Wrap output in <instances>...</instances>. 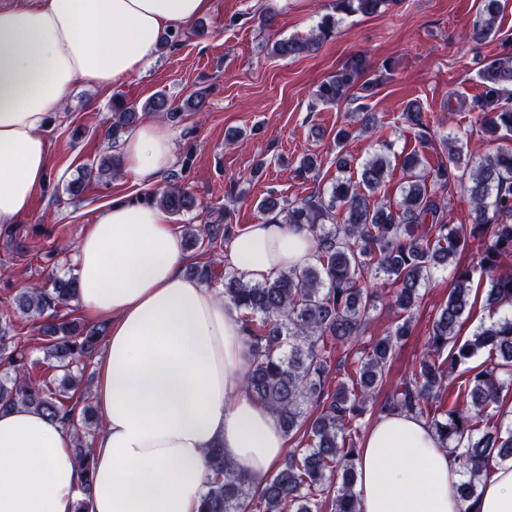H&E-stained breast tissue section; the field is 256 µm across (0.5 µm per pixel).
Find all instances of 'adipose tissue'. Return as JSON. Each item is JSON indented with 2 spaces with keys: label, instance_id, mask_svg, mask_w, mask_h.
<instances>
[{
  "label": "adipose tissue",
  "instance_id": "adipose-tissue-1",
  "mask_svg": "<svg viewBox=\"0 0 512 512\" xmlns=\"http://www.w3.org/2000/svg\"><path fill=\"white\" fill-rule=\"evenodd\" d=\"M210 0H29L0 8V223L24 215L49 171L44 135L76 87L108 88L144 70L165 31L192 25ZM123 172L150 185L174 162L172 136L144 121L121 146ZM307 231L245 227L229 268L245 283L310 262ZM180 232L163 208L127 198L98 206L73 254L75 305L108 324L96 356L92 478L75 462L72 429L33 409L0 410V512H199L205 456L259 482L288 439L244 389L252 358L240 313L186 273ZM360 512H512V460L463 498L450 449L414 414H380L359 450Z\"/></svg>",
  "mask_w": 512,
  "mask_h": 512
}]
</instances>
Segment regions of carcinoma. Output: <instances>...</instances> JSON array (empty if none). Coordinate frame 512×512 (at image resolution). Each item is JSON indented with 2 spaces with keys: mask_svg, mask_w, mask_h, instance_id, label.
<instances>
[{
  "mask_svg": "<svg viewBox=\"0 0 512 512\" xmlns=\"http://www.w3.org/2000/svg\"><path fill=\"white\" fill-rule=\"evenodd\" d=\"M389 2L334 0L333 12L321 18L310 37L279 40L272 53L283 58L312 53L335 33L337 15L373 16ZM481 3L479 18L469 33L474 42H484L494 34L502 8L501 0ZM368 70L365 57L352 56L320 83L316 98L326 104L357 103L361 129L374 131L381 121L365 100L374 95L382 78L364 79ZM479 78L485 89L473 103L476 134L490 143L512 133V47L506 45L500 54L486 59ZM355 89L362 94L353 93ZM161 112L171 120L178 118L163 95L141 106L117 100L112 104L107 137L117 144L147 114ZM402 119L417 133L421 145L432 144L430 117L420 103L409 102ZM440 143L442 149L428 169L421 166L418 153L405 155L401 162L405 182L395 206L370 201L390 173L384 153L355 169L350 155H336V181L327 198L317 193L296 204L273 196L264 199L260 204L263 219L309 231L314 261L281 270L262 284H247L220 270L217 245L232 239L229 213L200 228L188 226L187 247L208 254L189 274L212 288L222 287L224 301L240 312L252 356L246 390L277 415L286 434L301 433L299 447L257 486L224 465L221 449H210L200 512H314L311 504L323 494L331 500L330 512H359L355 492L358 449L346 443L344 434L357 431L356 421L376 397L396 344L410 329L405 319L362 348L366 317L386 293L393 296L396 307L410 311L431 273L447 269L471 239L480 244L478 263L453 273L454 286L437 311L428 337L429 353L411 378L387 397L382 409L427 417L426 403L447 388L455 368L487 349L498 355V363L490 370L470 369L465 387L468 407L455 405L444 412V418L431 417L429 427L456 452L466 476L461 484L466 498L476 493L493 461L512 460V426L499 425L488 412L498 403L504 385L497 371L512 369V316L479 326L462 343L456 337V328L470 310L474 273L488 280L485 305L490 312L512 307V270L503 269V260L512 257V147L476 161L470 142L461 137L446 134ZM121 167L118 154H101L67 184L66 191L79 194L85 179L93 174L107 184ZM319 167L318 156L308 154L299 161L295 174L303 177ZM455 185L470 204L471 222L463 228L446 220L448 189ZM143 201L170 214L195 206L194 196L175 183L144 194ZM380 279L388 282L390 290L381 288ZM76 291L73 275L51 273L45 282L18 290L11 300L0 298V410L21 405L71 426L75 459L88 479L92 441L100 422L83 375L108 325L78 317L60 319V311L69 308ZM19 314L32 324L43 361L52 372L48 379L33 376L37 361L31 359L27 337L15 334ZM330 344L359 354L352 386L341 382L332 393L324 385ZM312 401L318 403L316 415L304 410Z\"/></svg>",
  "mask_w": 512,
  "mask_h": 512,
  "instance_id": "1",
  "label": "carcinoma"
}]
</instances>
